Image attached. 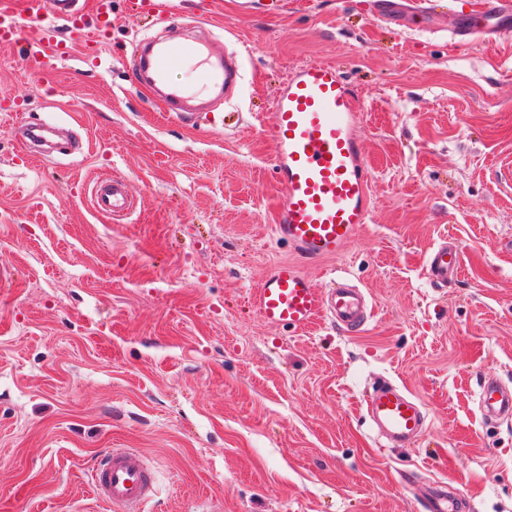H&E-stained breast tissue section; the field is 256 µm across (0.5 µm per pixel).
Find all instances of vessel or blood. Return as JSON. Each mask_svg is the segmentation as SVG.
<instances>
[{"label":"vessel or blood","mask_w":512,"mask_h":512,"mask_svg":"<svg viewBox=\"0 0 512 512\" xmlns=\"http://www.w3.org/2000/svg\"><path fill=\"white\" fill-rule=\"evenodd\" d=\"M375 13L385 19L394 14L430 16L421 0H374ZM512 26V0H491L481 11L457 16L452 35L458 42L496 40L501 29ZM112 29V0H95L93 17H86L79 0H24L15 9L13 0H0V46H15L25 68L46 75L59 58L70 54L72 37H81L85 59L99 54ZM130 66L146 74L150 84L167 85L165 103L175 121L206 119L185 111L184 103L201 92L232 99L244 76L243 56L227 54L201 39L186 44L177 39L158 43L151 53L136 49ZM192 67L199 89L169 85L170 72ZM361 114L355 95L329 62H311L287 75L271 110L259 125L271 147L272 170L282 185L272 233L287 243L290 259L271 265L255 290L252 303L269 326L304 330L328 319L349 332L361 330L373 312L363 291L342 278L316 287L303 270L307 261L342 255L370 217L371 176L365 145L357 135ZM95 207L104 214L126 215L132 202L124 184L110 176L99 177ZM458 246L441 240L426 258L432 283L447 286L461 269ZM478 407L489 421L512 422V387L494 377L478 381ZM367 414L377 434L389 446L414 443L427 429L422 402L396 385L380 384L367 396ZM92 486L100 504L117 512H145L155 494V478L144 455L134 448H115L102 456L92 470ZM426 512H470L463 495L449 491L442 482L424 491Z\"/></svg>","instance_id":"vessel-or-blood-1"}]
</instances>
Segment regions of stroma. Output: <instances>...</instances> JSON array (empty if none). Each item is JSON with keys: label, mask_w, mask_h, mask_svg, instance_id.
Wrapping results in <instances>:
<instances>
[{"label": "stroma", "mask_w": 512, "mask_h": 512, "mask_svg": "<svg viewBox=\"0 0 512 512\" xmlns=\"http://www.w3.org/2000/svg\"><path fill=\"white\" fill-rule=\"evenodd\" d=\"M143 16L112 0L96 61L51 75L0 48V95L19 123L56 124L66 150L27 160L0 126V512H109L90 473L139 449L147 512H424L443 482L473 512H512V423L487 422L476 380L512 386V30L457 46L451 16L377 19L368 0H171ZM245 53L223 124L169 118L125 63L143 35L193 30ZM335 63L364 114L371 215L338 258L306 265L362 288L358 333L266 325L251 298L289 258L270 226L282 191L251 113L289 67ZM137 208L98 213L97 178ZM450 239L449 290L424 261ZM390 381L420 399L426 435L383 446L364 407Z\"/></svg>", "instance_id": "stroma-1"}]
</instances>
